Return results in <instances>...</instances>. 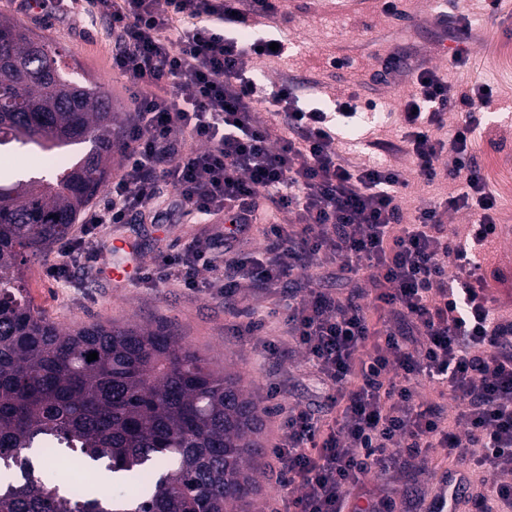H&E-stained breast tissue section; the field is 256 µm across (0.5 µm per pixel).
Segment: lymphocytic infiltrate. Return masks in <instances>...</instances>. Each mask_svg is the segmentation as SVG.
Masks as SVG:
<instances>
[{
	"instance_id": "lymphocytic-infiltrate-1",
	"label": "lymphocytic infiltrate",
	"mask_w": 512,
	"mask_h": 512,
	"mask_svg": "<svg viewBox=\"0 0 512 512\" xmlns=\"http://www.w3.org/2000/svg\"><path fill=\"white\" fill-rule=\"evenodd\" d=\"M112 36V69L131 91L122 129L124 163L87 233L134 217L152 223L172 213L224 230L193 239L161 264L139 272L156 283L207 286L243 301V331L261 337L266 354L299 357L336 410L321 435L316 410L278 403L272 448L285 512H344L368 475L381 477L357 512H444L473 503L477 512H512V309L491 297L484 264L497 238L496 198L473 160V134L492 91L453 85L433 68L390 55L378 81L407 78L417 92L400 103L404 150L424 184L439 176L460 183L441 203L405 215L409 186L393 165L353 164L340 153L335 117L376 110L357 94L337 116L302 98L288 83L264 88L252 63L271 57L270 38L252 37L256 19L278 13L277 0H87ZM270 110L282 129L272 138L256 119ZM459 114L448 125L447 112ZM450 165L440 166L442 155ZM171 190L167 209L157 204ZM276 210L292 225L263 230L265 260L242 254L257 221ZM476 217L448 228L447 211ZM224 244V263L209 252ZM332 265L353 286L347 294L317 288L310 267ZM287 303L285 342L264 339L259 303ZM380 304L374 329L370 301ZM448 393L433 401L424 383ZM448 458L443 480L460 495L432 493L423 481L432 453Z\"/></svg>"
}]
</instances>
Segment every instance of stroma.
Here are the masks:
<instances>
[{"mask_svg":"<svg viewBox=\"0 0 512 512\" xmlns=\"http://www.w3.org/2000/svg\"><path fill=\"white\" fill-rule=\"evenodd\" d=\"M384 4L385 0H285L279 17L259 19L255 31L268 36L284 28L288 58L258 59L254 66L274 83L287 81L304 88L318 82L320 97L328 104L352 85L360 100L392 106L411 93L412 85L401 80L387 84L373 81L372 75L383 60L394 52H407L412 62L447 77L450 62L441 44L443 27L469 17L472 31L465 43L470 53L468 77L489 84L495 97L494 112L474 134V160L496 196L498 222L506 227L490 253L492 263L504 274L489 279L488 284L502 303H511L512 195L503 193L498 177L512 176V94L501 87L502 82L512 83V72L501 76L492 70L487 45L494 37L512 42V0H500L494 12L485 0H397L394 15L385 11ZM0 15L67 49L76 62V72L99 83L120 112L128 111L129 93L112 71L108 43L103 34L95 32L83 5L44 13L20 9L19 0H0ZM336 57L348 60V67H331L330 61ZM214 230V224L181 219L172 224H154L145 218L109 225L87 241L89 247L101 252L99 268L77 273L64 286L47 276L48 268L60 260L59 245H52L46 253L30 257L24 266L28 298L43 316L65 329L94 323L165 326L187 347L208 358L215 369L236 374L245 392L261 407H268L271 379L264 370L258 340L236 335L237 318L203 285L208 272H201V284L188 287L180 282L155 284L136 279L117 286L103 271L105 264L123 260L124 254L117 247L120 241L135 242L141 264L154 266L192 239ZM280 378L290 402L305 404L321 397L316 377L299 361H282ZM275 433L274 421L264 420L257 488L244 503V512H274L281 505L270 468Z\"/></svg>","mask_w":512,"mask_h":512,"instance_id":"1","label":"stroma"}]
</instances>
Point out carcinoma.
Segmentation results:
<instances>
[{
    "mask_svg": "<svg viewBox=\"0 0 512 512\" xmlns=\"http://www.w3.org/2000/svg\"><path fill=\"white\" fill-rule=\"evenodd\" d=\"M65 58L0 18V146L89 145L69 166L0 183V512H237L254 491L263 427L239 378L163 327L62 329L27 297L26 256L70 234L122 152L112 99L72 78ZM49 442L138 494L62 491L34 476L26 450L51 455Z\"/></svg>",
    "mask_w": 512,
    "mask_h": 512,
    "instance_id": "cac0c4a2",
    "label": "carcinoma"
}]
</instances>
